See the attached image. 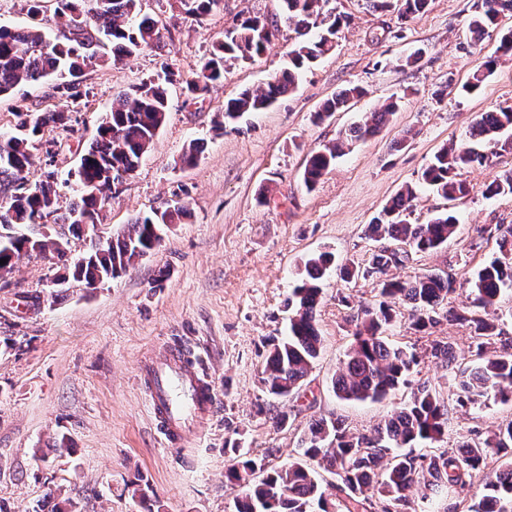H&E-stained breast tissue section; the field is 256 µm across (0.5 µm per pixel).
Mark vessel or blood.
I'll return each mask as SVG.
<instances>
[{"mask_svg":"<svg viewBox=\"0 0 512 512\" xmlns=\"http://www.w3.org/2000/svg\"><path fill=\"white\" fill-rule=\"evenodd\" d=\"M138 382L149 397L157 426L173 447L186 442L217 404L211 382L189 369L176 345L166 347L161 358L145 360L139 367Z\"/></svg>","mask_w":512,"mask_h":512,"instance_id":"1","label":"vessel or blood"}]
</instances>
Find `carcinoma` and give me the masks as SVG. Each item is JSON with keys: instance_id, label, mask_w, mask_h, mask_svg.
<instances>
[{"instance_id": "cac0c4a2", "label": "carcinoma", "mask_w": 512, "mask_h": 512, "mask_svg": "<svg viewBox=\"0 0 512 512\" xmlns=\"http://www.w3.org/2000/svg\"><path fill=\"white\" fill-rule=\"evenodd\" d=\"M29 24L0 25V95L10 93L22 82L56 79L52 94L61 101L54 112H41L33 104H22L14 112L13 131L0 134V281L9 286L8 276L23 258H40L51 264L62 281L88 286L109 282L161 243L164 226L186 215L178 206L160 214L145 215L112 235L98 224L99 214L112 199V181L105 169L123 168L133 172L151 147L168 112L163 84L148 80L112 101L97 127L89 147L83 151L77 170L64 183L75 199L59 205L58 175L47 169L32 182L29 173L35 163L33 149L52 142L43 140L44 129L64 126L70 120V105L82 97L80 83L85 70L116 65L143 49L160 47L162 27L140 14V0H56V14L67 18L65 29L47 34L39 16L43 0H23ZM186 14L205 17L223 0H177ZM283 14L296 34L290 65L265 86L246 89L224 103V119L235 120L246 112H261L291 91L299 72L330 51L344 18L323 14L328 0H280ZM430 0H370L378 11L397 10L407 19L426 11ZM512 10V0H479L467 23L473 43H479L497 25L501 12ZM267 17L241 15L224 39L215 42L196 78L187 82L192 95L205 93L209 85L224 77V63L246 62L271 44L264 32ZM498 57H488L458 92L472 94L494 72ZM362 95L358 86H348L327 100L316 118L345 109ZM390 101L369 113L336 142L308 158L303 178L315 186L355 140L375 135L396 112ZM470 137L489 145L491 153L512 150V108L481 114L471 126ZM468 144L440 149L422 174L424 183L436 188L448 200L468 193L456 171L485 161ZM512 193V171L487 185L485 195ZM416 190L408 186L394 196L380 215L369 224L368 237L382 243L365 267L343 268V278L352 280L375 276L380 279V300L366 304L351 316L354 342L336 370L332 387L336 396L348 401H376L401 385L411 384L410 373L418 355L391 344L385 333L398 321L407 319L417 332L438 323L439 310L454 291L451 274H427L411 280L386 278L390 268L403 265L409 254L433 251L448 242L457 228L451 213L426 224L409 221ZM83 233L89 245L74 254L70 235ZM334 263V256L319 253L306 262L307 278L288 297L293 309L288 336L272 344L264 366L263 382L268 394L286 397L300 387L319 355L320 336L316 310L320 303L319 282ZM473 306L466 313L448 312L446 318L470 330L475 355L480 363L461 367L454 347L443 339L430 342V355L448 369V390L428 382L416 384L410 399L393 410L370 434H355L339 419L313 420L302 439L301 456L255 479L258 463L249 452L232 445V463L225 479L235 497L236 512H369L378 501L381 512H416L412 493L422 491L423 512H458L450 504L456 494L472 484L485 466L489 454L503 461L493 478L471 499L463 512H512V420L497 426L481 442L463 440L449 448L450 414L458 407H479L489 398L512 400V339L503 337L492 311L504 286H512V226L503 231L499 254L479 268L471 280ZM407 305V316L395 309ZM336 478L335 499H327L318 470Z\"/></svg>"}]
</instances>
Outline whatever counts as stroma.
Here are the masks:
<instances>
[{
  "mask_svg": "<svg viewBox=\"0 0 512 512\" xmlns=\"http://www.w3.org/2000/svg\"><path fill=\"white\" fill-rule=\"evenodd\" d=\"M475 3L431 0L425 13L402 20L373 11L367 0H330L329 9L347 18L335 47L271 108L228 123L225 101L265 85L288 63L295 33L279 0H224L201 19L181 12L175 0H141L142 12L167 28L161 47L86 70L68 129L48 126L44 138L53 144L59 178H66L115 94L148 79L166 81L174 71L166 81L167 118L106 207L104 222L117 233L138 216L183 204L189 215L168 225L155 252L94 292L74 282L51 297L44 290L48 264L25 257L9 287L0 288V340L18 342L0 350V512H35L48 496L74 512H235L224 478L232 442L278 468L295 457L312 419L337 417L352 432L367 433L409 398L406 387L379 401H343L333 392L331 379L352 342L348 306L379 293L375 278L349 283L340 270L366 265L375 248L368 224L408 185L416 189L412 223L449 207L458 226L446 245L411 254L393 276L452 274L448 305L460 310L469 304L474 272L497 256L496 227L512 225V194L488 197L484 189L512 169V153L460 169L469 193L453 202L420 180L439 149L465 140L481 113L512 107V58H502L476 93L456 91L512 29V15H502L496 32L470 46L467 19ZM247 12L277 20V39L261 56L228 62L223 81L189 98L187 81ZM349 85L363 88V96L316 119L321 105ZM47 90L23 83L0 96V131L11 130L20 98L54 110ZM391 99L399 109L381 132L354 143L307 188L309 154ZM193 142L200 153L187 166L181 158ZM321 252L335 263L320 285V353L298 393L275 399L263 382L267 353L288 334L287 300L305 261ZM431 334L469 357L468 330L445 319L427 335L400 323L387 332L389 341L420 356L411 382L440 387L446 372L426 353ZM170 342L189 352L192 369L218 396L214 414L174 453L137 383L141 361L160 356ZM283 412L287 425L275 427L273 417ZM511 419L512 402L460 408L450 439L482 440ZM61 435L71 453L53 452Z\"/></svg>",
  "mask_w": 512,
  "mask_h": 512,
  "instance_id": "35a3bbf8",
  "label": "stroma"
}]
</instances>
